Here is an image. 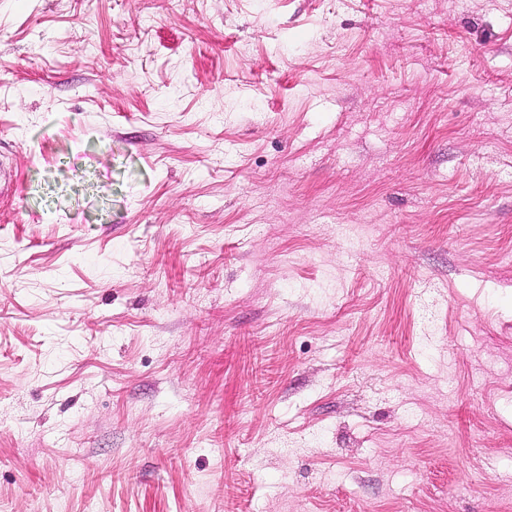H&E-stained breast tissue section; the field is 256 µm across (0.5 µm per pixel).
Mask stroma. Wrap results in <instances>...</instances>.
<instances>
[{"label": "stroma", "instance_id": "stroma-1", "mask_svg": "<svg viewBox=\"0 0 512 512\" xmlns=\"http://www.w3.org/2000/svg\"><path fill=\"white\" fill-rule=\"evenodd\" d=\"M0 512H512V0H0Z\"/></svg>", "mask_w": 512, "mask_h": 512}]
</instances>
